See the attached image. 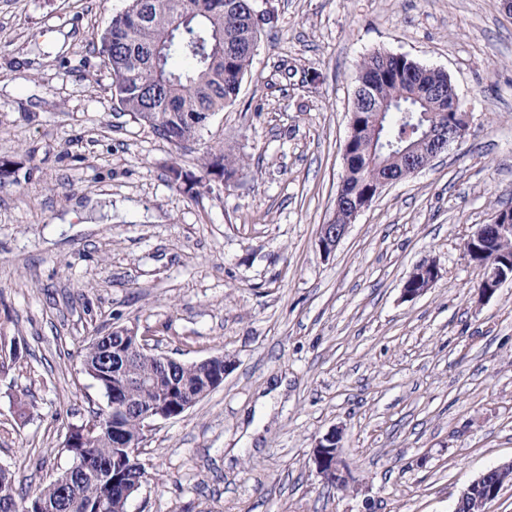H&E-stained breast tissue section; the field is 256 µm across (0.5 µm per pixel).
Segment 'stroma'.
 Listing matches in <instances>:
<instances>
[{
	"label": "stroma",
	"mask_w": 512,
	"mask_h": 512,
	"mask_svg": "<svg viewBox=\"0 0 512 512\" xmlns=\"http://www.w3.org/2000/svg\"><path fill=\"white\" fill-rule=\"evenodd\" d=\"M266 11L236 103L178 148L121 112L100 35L126 0H0V467L23 489L107 399L91 337L136 328L190 364L230 356L224 383L144 428L147 484L127 512H454L512 460V282L484 298L463 243L512 207V14L501 0H256ZM447 73L470 117L413 177L386 186L332 254L363 58ZM248 166L180 192L206 146ZM441 277L402 298L425 262ZM342 433L347 490L312 462Z\"/></svg>",
	"instance_id": "35a3bbf8"
}]
</instances>
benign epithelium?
Listing matches in <instances>:
<instances>
[{
    "instance_id": "1",
    "label": "benign epithelium",
    "mask_w": 512,
    "mask_h": 512,
    "mask_svg": "<svg viewBox=\"0 0 512 512\" xmlns=\"http://www.w3.org/2000/svg\"><path fill=\"white\" fill-rule=\"evenodd\" d=\"M448 124L435 123L427 132V141L440 154L448 145L463 139L468 128V116L462 108L459 98L448 99ZM349 229L347 224H323L320 226L319 246L325 254L336 250ZM512 232V209L506 208L497 213L490 224H480L465 240L466 251L475 256L473 262L484 269V277L479 285L480 293L486 297L493 295L503 283L512 280V259L504 252H490L489 241L498 242ZM440 277L439 267L434 263L418 266L405 280L401 288L402 297L413 300L434 286ZM112 343L103 351V361L112 370V396L109 407L120 409L143 427L157 420H169L183 416L195 403L194 397L186 394L171 395V404L164 405L149 399L150 386L132 375L131 359L150 352L147 339L137 334L133 328L116 326L112 328ZM137 384L143 387L142 397L134 404L122 401L120 393L124 388ZM110 420L105 413L96 421L71 429L66 446L79 449V453L89 451L88 442L97 428ZM312 462L323 482H333L338 488L350 483V474L341 456V432L333 429L318 439L313 448ZM507 483L512 484V460L504 462L483 473L471 482L459 495L456 507H466L468 512H486V505L493 501L500 489Z\"/></svg>"
}]
</instances>
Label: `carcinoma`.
Listing matches in <instances>:
<instances>
[{"label": "carcinoma", "instance_id": "cac0c4a2", "mask_svg": "<svg viewBox=\"0 0 512 512\" xmlns=\"http://www.w3.org/2000/svg\"><path fill=\"white\" fill-rule=\"evenodd\" d=\"M252 7V0H128L100 36V54L113 75L112 94L123 110L177 147L199 140L206 124L191 127L181 113L202 112L206 121L236 102L253 58L248 45L257 44L261 28L250 22ZM360 70L355 95L363 104L362 127L348 145L346 202L336 210L337 224L364 200L376 162L410 149L416 137H407L408 126L418 121L420 129H427L439 117V100L453 92L445 72L405 55L375 52ZM396 98L397 106L376 122L371 106ZM243 167L232 147L218 145L203 152L200 176L175 165L170 174L179 190L200 197L221 188L211 175L228 184ZM85 361L92 379L102 377V362L88 346ZM131 366L134 375L155 379L151 397L157 401L166 399L174 384L198 398L208 394L202 369L176 362L168 369L146 356L134 358ZM91 448L93 469L71 466L32 493L17 487L12 472L0 469V507L7 512H96L95 501L103 495L107 512H126L125 479L145 480L147 472L127 471V449L115 447L110 428L95 434Z\"/></svg>", "mask_w": 512, "mask_h": 512}]
</instances>
